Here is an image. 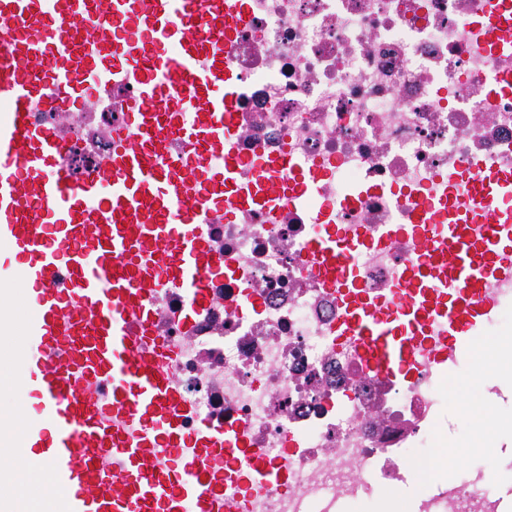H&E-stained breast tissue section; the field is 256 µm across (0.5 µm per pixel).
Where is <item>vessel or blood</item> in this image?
<instances>
[{
	"instance_id": "b4317fda",
	"label": "vessel or blood",
	"mask_w": 512,
	"mask_h": 512,
	"mask_svg": "<svg viewBox=\"0 0 512 512\" xmlns=\"http://www.w3.org/2000/svg\"><path fill=\"white\" fill-rule=\"evenodd\" d=\"M500 12L486 28L512 44ZM117 87L136 137L73 179L53 116L86 117ZM0 104V287H30L13 365L27 400L0 417V512H21L13 465L26 451L64 512H225L224 425L185 428L151 309L167 282L187 295L190 324L208 301L203 275L224 269L200 230L239 164L224 154L239 110L224 0H0ZM291 190L274 167L241 198L275 206ZM457 191L466 206L420 209L412 233L425 265L404 271L386 309L350 313L382 375L402 370L412 328L443 325L466 347L512 264V179L467 174ZM310 249L324 281L355 288L352 248L323 234Z\"/></svg>"
}]
</instances>
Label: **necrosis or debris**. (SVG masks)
Returning a JSON list of instances; mask_svg holds the SVG:
<instances>
[{
	"instance_id": "necrosis-or-debris-1",
	"label": "necrosis or debris",
	"mask_w": 512,
	"mask_h": 512,
	"mask_svg": "<svg viewBox=\"0 0 512 512\" xmlns=\"http://www.w3.org/2000/svg\"><path fill=\"white\" fill-rule=\"evenodd\" d=\"M487 0H224L234 22L224 63L239 90L224 151L241 159L233 197L285 158L314 188L277 211L225 210L206 228L224 257L191 326L179 289L153 297L155 330L196 419L223 422L236 450L225 459L224 500L235 512H338L372 502L408 477L409 449L425 447L447 410L444 382L461 364L446 335L422 331L401 376L386 379L340 336L348 303L318 278L310 240L337 230L344 244L394 227L398 236L358 252L359 291L385 298L416 260L418 205L445 201L454 177L486 162L512 178V47L490 42ZM120 108L71 127L64 163L74 174L112 150ZM263 458L278 481L252 479ZM497 468L441 479L411 512H504Z\"/></svg>"
}]
</instances>
